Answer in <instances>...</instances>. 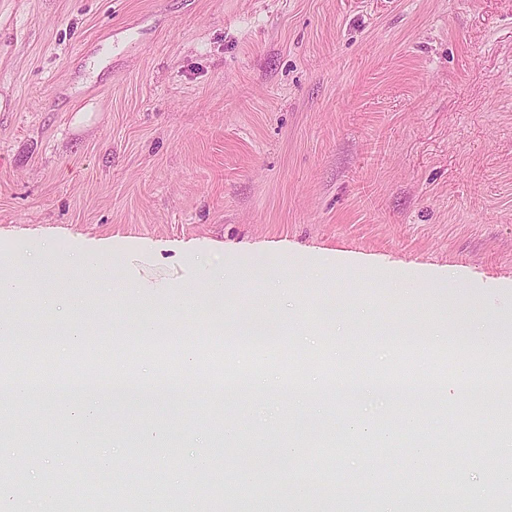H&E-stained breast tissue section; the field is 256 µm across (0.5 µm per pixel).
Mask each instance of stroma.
Listing matches in <instances>:
<instances>
[{"mask_svg": "<svg viewBox=\"0 0 512 512\" xmlns=\"http://www.w3.org/2000/svg\"><path fill=\"white\" fill-rule=\"evenodd\" d=\"M47 239L112 246L105 298L79 315L98 366L147 356L143 318L191 344L260 305L304 350L320 325L353 352L381 323L386 346H453L482 319L512 370V0H0V276L59 302H19L50 377L79 289L68 269L23 266ZM333 303L349 315L328 325ZM316 402L312 421L295 390L228 399L193 379L81 426L62 399L21 397L0 417V476L24 466L8 498L55 512L105 458L107 494L135 473L141 512L160 492L200 512L212 485L233 491L291 446L277 490L294 512H344L381 480V512L512 505L503 383ZM353 417L388 420L387 452L346 437ZM35 424L37 453L16 443ZM146 436L169 445L144 454ZM438 448L463 468L417 494Z\"/></svg>", "mask_w": 512, "mask_h": 512, "instance_id": "obj_1", "label": "stroma"}]
</instances>
